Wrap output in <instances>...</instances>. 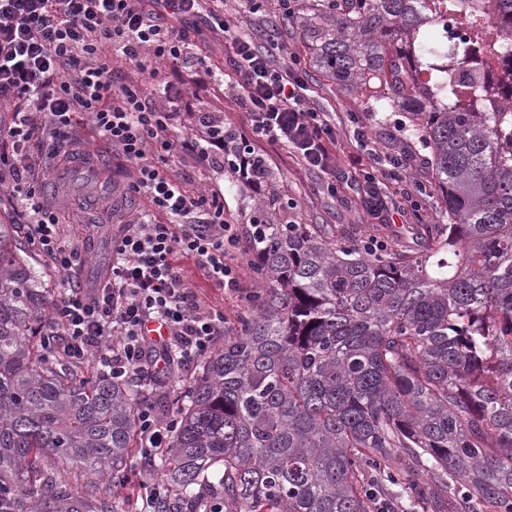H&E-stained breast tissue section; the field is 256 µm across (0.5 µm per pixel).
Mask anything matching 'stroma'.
<instances>
[{"mask_svg": "<svg viewBox=\"0 0 512 512\" xmlns=\"http://www.w3.org/2000/svg\"><path fill=\"white\" fill-rule=\"evenodd\" d=\"M224 15L231 25L243 34H255L257 24L263 20H277L274 0H251L249 7H241L239 0H224ZM283 40L282 60L300 59L307 66L309 94L314 105L328 112L341 135L346 149L355 151L366 159L384 161L389 156L409 151L412 156L408 178L430 183L429 153L415 146L409 123L400 109L384 107L370 111L356 95L340 91L311 64L298 21H290L281 29ZM161 75L174 83H186L195 88L196 94L183 107L180 122L172 130L174 140H181L193 128L196 116L208 112L220 117L234 128L239 139L251 141L257 153L265 156L270 167L279 174L283 194L289 204L288 212L302 224L326 225L329 234L339 240L364 239L374 235L396 248L417 250L421 247L422 227L426 224L443 225L448 221L437 191L421 198V218L407 224H377L367 214L357 185L343 188L337 195H330L319 175L305 170L289 149L264 141L254 140L247 116L241 112L229 89L212 87L204 75L192 68L175 71L161 67ZM362 116L368 125V138L363 142L350 137L349 113ZM78 136L79 153L92 156L93 170H77L69 166L57 171L40 185L42 194L55 203L62 212L63 236L78 250L74 265V278L84 286L95 288L100 283V271L111 255L112 230L108 225V211L112 201V169L118 159L104 142L91 136L89 124H82ZM186 174L188 187L219 185L224 190L228 205L227 220L232 224L248 223L252 216L250 206L257 199L256 190L237 174L214 171L184 160L180 166ZM184 276L207 306L223 310L227 321H234L243 301L235 294L216 287L203 269L194 262L181 260Z\"/></svg>", "mask_w": 512, "mask_h": 512, "instance_id": "35a3bbf8", "label": "stroma"}]
</instances>
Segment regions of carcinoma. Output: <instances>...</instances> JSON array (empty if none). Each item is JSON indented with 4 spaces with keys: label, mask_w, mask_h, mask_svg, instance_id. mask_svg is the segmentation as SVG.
Segmentation results:
<instances>
[{
    "label": "carcinoma",
    "mask_w": 512,
    "mask_h": 512,
    "mask_svg": "<svg viewBox=\"0 0 512 512\" xmlns=\"http://www.w3.org/2000/svg\"><path fill=\"white\" fill-rule=\"evenodd\" d=\"M303 38L336 86L407 112L448 213L419 251L372 252L280 220L262 156L246 247L254 288L177 406L165 512H373L400 487L422 512H512V105L464 45L512 47V0H303ZM45 274L0 224V512H119L47 462L125 481L139 385L76 379L52 357Z\"/></svg>",
    "instance_id": "1"
}]
</instances>
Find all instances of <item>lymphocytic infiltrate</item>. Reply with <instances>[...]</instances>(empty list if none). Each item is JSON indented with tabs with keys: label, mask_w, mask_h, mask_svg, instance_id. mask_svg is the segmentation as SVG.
Masks as SVG:
<instances>
[{
	"label": "lymphocytic infiltrate",
	"mask_w": 512,
	"mask_h": 512,
	"mask_svg": "<svg viewBox=\"0 0 512 512\" xmlns=\"http://www.w3.org/2000/svg\"><path fill=\"white\" fill-rule=\"evenodd\" d=\"M209 0H0V105L11 116L0 124V173H8L12 198L29 218L28 239L50 264L68 271L75 257L62 237L58 210L37 192L33 171L66 164L80 115L125 162L127 188L147 210L112 206L117 232L99 288L63 283L46 343L64 360H94L117 379L147 375L159 385L191 361L211 353L224 335V312L202 305L179 266L194 260L217 287H241L234 261L242 233L224 218L220 188L190 192L177 169L181 156L201 166L232 155L237 171L252 177L254 150L229 147L224 127L200 115L191 133L173 141L179 108L192 97L185 86L159 84V63L208 66L211 44L224 45V74L258 138L293 151L300 165L323 175L335 193L336 170L359 181L368 214L381 223L405 218L388 204L383 180L402 183L408 154L390 157L383 175L358 156L339 155L336 126L312 106L302 67L281 61L278 35L264 47L236 33ZM197 44L195 56L186 47ZM120 52L139 75L118 81L107 50ZM166 325L159 342L144 333L149 322ZM176 419L159 417L150 402L139 408L136 435L143 455L168 447Z\"/></svg>",
	"instance_id": "f902f5d3"
}]
</instances>
